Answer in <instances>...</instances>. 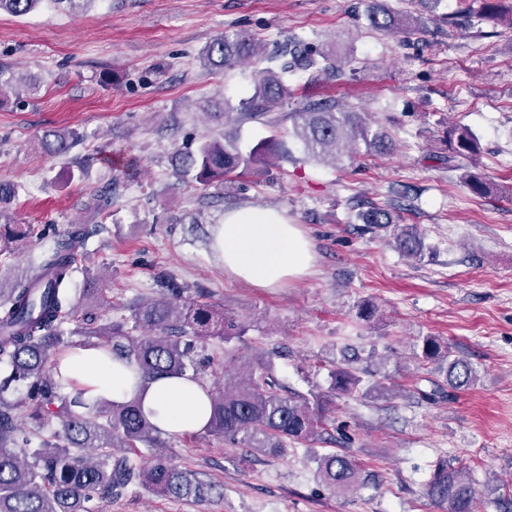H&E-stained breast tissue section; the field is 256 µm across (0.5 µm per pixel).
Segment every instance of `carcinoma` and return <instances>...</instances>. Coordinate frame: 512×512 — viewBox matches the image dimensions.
Masks as SVG:
<instances>
[{"label": "carcinoma", "instance_id": "carcinoma-1", "mask_svg": "<svg viewBox=\"0 0 512 512\" xmlns=\"http://www.w3.org/2000/svg\"><path fill=\"white\" fill-rule=\"evenodd\" d=\"M42 0H0V11L25 16ZM419 15L402 16L385 0H370L371 27L403 33L438 15L444 0H414ZM480 21L512 24V0H483L480 10H461ZM262 55L260 45L246 32L224 33L200 52L213 69ZM294 63L277 73L254 71L253 94L239 103L250 119L266 116L288 101L292 89L287 75L309 73L312 81L340 72L336 43L293 50ZM38 85L24 75L0 71V95ZM75 134L42 137L43 150L54 156L66 153ZM451 155L445 162L472 160L479 152L474 133L462 126L448 132ZM239 136L205 139L196 149L173 151L177 176L204 187L224 184L272 160L291 158L287 141L300 146L312 160L337 157L363 142L366 151L392 149L390 134L367 122L358 112H344L328 100H308L294 113L292 128L260 140L245 152ZM16 187L0 181V223H14L10 205ZM366 230L393 227L396 249L416 261L424 258V234L412 224H398L391 212L373 206L358 213ZM92 232L87 224L74 225L58 238L41 261L12 278H0V364L7 376L0 381V512H99L100 503L121 496L137 485L174 499L204 501L223 495V488L202 473L157 456L146 465L140 448H157L161 431L143 409L140 394L123 401L85 398L86 388L62 377L63 356L78 349H98L104 356L133 370L142 380L190 375L206 394L210 407L204 432L224 437L238 448L265 454L283 453L290 445L322 440L330 397L360 393L361 376L343 367L329 370L325 392H291L277 380L271 360L257 357L228 369L223 358L208 352L209 341L228 343L244 335L246 327L224 313V305L203 301L171 279L166 291L133 306L98 307L89 301L99 289L79 293L71 286L73 266ZM421 364L443 371L451 384L468 388L477 379L471 364L453 356L434 336L422 338L413 351ZM24 388L22 397L15 396ZM316 476L331 492L348 494L364 484L362 469L348 455L313 450ZM428 497L447 512H474L476 495L469 473L447 468L434 474Z\"/></svg>", "mask_w": 512, "mask_h": 512}]
</instances>
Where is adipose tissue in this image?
Here are the masks:
<instances>
[{
    "label": "adipose tissue",
    "mask_w": 512,
    "mask_h": 512,
    "mask_svg": "<svg viewBox=\"0 0 512 512\" xmlns=\"http://www.w3.org/2000/svg\"><path fill=\"white\" fill-rule=\"evenodd\" d=\"M214 249L226 274L257 288H274L301 277L313 265L311 244L299 225L288 223L279 212L249 208L225 215L214 230ZM62 374L86 387L88 398L120 401L132 393L133 382L119 365L98 351L80 350L61 361ZM143 407L163 434L203 431L209 403L201 388L186 379L142 383Z\"/></svg>",
    "instance_id": "ef3b65f1"
}]
</instances>
